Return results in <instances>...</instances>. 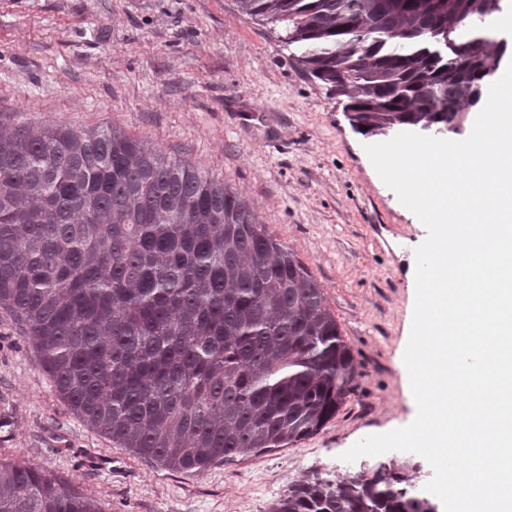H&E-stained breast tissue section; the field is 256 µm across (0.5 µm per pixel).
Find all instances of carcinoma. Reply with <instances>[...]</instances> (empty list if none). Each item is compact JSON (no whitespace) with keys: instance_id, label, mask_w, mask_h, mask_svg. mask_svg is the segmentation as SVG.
Masks as SVG:
<instances>
[{"instance_id":"cac0c4a2","label":"carcinoma","mask_w":512,"mask_h":512,"mask_svg":"<svg viewBox=\"0 0 512 512\" xmlns=\"http://www.w3.org/2000/svg\"><path fill=\"white\" fill-rule=\"evenodd\" d=\"M491 0H236L285 32L355 129L447 128L506 43ZM0 309L55 395L136 456L201 474L317 434L356 376L323 290L226 185L101 127L0 134ZM416 476L308 477L270 512H432ZM0 512H102L84 490L0 459Z\"/></svg>"}]
</instances>
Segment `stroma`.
Returning <instances> with one entry per match:
<instances>
[{"mask_svg": "<svg viewBox=\"0 0 512 512\" xmlns=\"http://www.w3.org/2000/svg\"><path fill=\"white\" fill-rule=\"evenodd\" d=\"M344 98L235 0H0V124L112 127L188 159L241 195L323 288L357 366L316 435L201 474L138 458L55 396L29 339L0 310V457L91 492L104 512H269L294 482L417 465L400 451L341 458L410 424L403 362L415 249L426 238L373 167Z\"/></svg>", "mask_w": 512, "mask_h": 512, "instance_id": "stroma-1", "label": "stroma"}]
</instances>
